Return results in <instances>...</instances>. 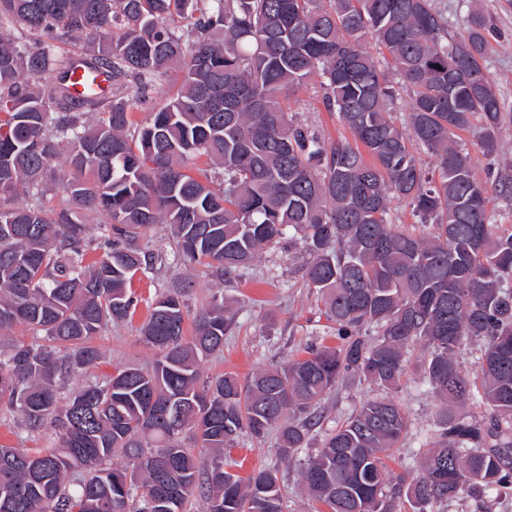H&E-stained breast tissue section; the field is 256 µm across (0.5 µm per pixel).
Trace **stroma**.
<instances>
[{"instance_id":"1","label":"stroma","mask_w":512,"mask_h":512,"mask_svg":"<svg viewBox=\"0 0 512 512\" xmlns=\"http://www.w3.org/2000/svg\"><path fill=\"white\" fill-rule=\"evenodd\" d=\"M448 16L451 36L465 33L474 11L490 17L498 29L486 54V66L494 81L506 112L512 114V0H436ZM288 110L327 140L345 135V128L335 113L326 111L318 80H310L307 88L287 101ZM461 141L469 152L476 176L486 182L491 195V221L501 234L512 233V195L501 193L498 177L512 173V123L503 129V147L495 167H488L475 131L461 132ZM191 275L194 286L187 302L191 311L207 304L213 292H222L226 306L235 315L236 327L226 337L224 350L203 361V371L213 376L235 372L242 376L285 364L303 354L308 347L335 345L337 339L324 315L320 296L308 288L298 260L287 248L274 245L248 269L240 271L232 281H221L209 269L197 267L186 272L174 257L154 271L137 273L132 281L136 295L143 300L131 321L112 325L96 340L102 358L95 375L112 373L126 363L149 365L154 351L140 339L139 328L147 316V301L172 288L184 275ZM376 386L368 382L343 383L321 403L323 430H331L354 412L365 400L378 396ZM395 399L406 410L411 428L398 448L390 469L393 474L417 472L421 452L437 426L434 422L436 398L417 375H410L395 392ZM231 471L248 476L258 468H276L284 503V512H307V500L300 482L298 461H284L278 452V435L269 433L261 439L242 436L238 445L224 456Z\"/></svg>"}]
</instances>
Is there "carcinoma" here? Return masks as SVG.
Segmentation results:
<instances>
[{"instance_id": "carcinoma-1", "label": "carcinoma", "mask_w": 512, "mask_h": 512, "mask_svg": "<svg viewBox=\"0 0 512 512\" xmlns=\"http://www.w3.org/2000/svg\"><path fill=\"white\" fill-rule=\"evenodd\" d=\"M4 28L0 335L24 327L45 343L0 349V408L29 434L52 427L58 447L0 446V512H187L195 494L206 512H283L276 472L244 479L224 469V450L277 427L292 459L321 429L322 399L351 380L384 395L301 463L310 512H438L512 489V234H496L457 136L474 128L485 157L501 150L488 17L450 41L434 0H0ZM78 66L82 92L69 82ZM384 66L409 90L406 131ZM314 76L351 137L327 142L288 116L285 93ZM172 81L174 95L136 123L148 92ZM20 193L28 203L12 205ZM395 200L432 231L390 224ZM158 224L175 256L227 281L272 244L300 245L339 344L205 378L200 363L224 350L234 317L216 291L191 317L172 288L140 328L152 367L88 374L102 358L94 339L136 312L129 284L156 258L136 242ZM95 225L103 254L87 264ZM473 340L482 349L465 372L456 353ZM412 370L438 398L437 430L420 471L392 477L381 453L410 422L390 394ZM77 375L61 398L57 380ZM468 403L488 422L460 414ZM186 429L199 452L182 444Z\"/></svg>"}]
</instances>
